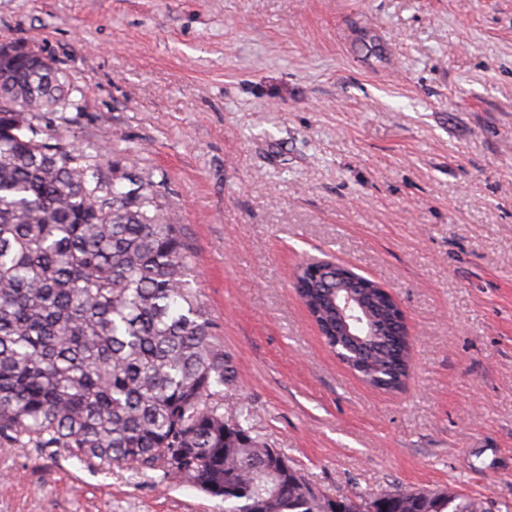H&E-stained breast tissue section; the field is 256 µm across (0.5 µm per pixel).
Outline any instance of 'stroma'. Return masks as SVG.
<instances>
[{
  "label": "stroma",
  "mask_w": 512,
  "mask_h": 512,
  "mask_svg": "<svg viewBox=\"0 0 512 512\" xmlns=\"http://www.w3.org/2000/svg\"><path fill=\"white\" fill-rule=\"evenodd\" d=\"M18 39L72 89L45 136L153 181L236 370L230 405L314 487L512 502V0H0V43ZM313 259L392 292L401 390L325 345L293 288ZM0 512L224 503L1 445Z\"/></svg>",
  "instance_id": "obj_1"
}]
</instances>
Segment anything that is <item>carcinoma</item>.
I'll list each match as a JSON object with an SVG mask.
<instances>
[{
  "instance_id": "carcinoma-1",
  "label": "carcinoma",
  "mask_w": 512,
  "mask_h": 512,
  "mask_svg": "<svg viewBox=\"0 0 512 512\" xmlns=\"http://www.w3.org/2000/svg\"><path fill=\"white\" fill-rule=\"evenodd\" d=\"M0 104L16 108L0 112V444L158 472L222 499L224 512H487L463 492L450 503L446 490L314 488L248 409L224 404L236 372L152 183L119 187L108 150L42 137V113L76 106L59 69L6 61ZM336 284L361 296L368 329L347 333ZM294 288L351 370L379 389L404 386L409 347L378 282L313 261Z\"/></svg>"
}]
</instances>
